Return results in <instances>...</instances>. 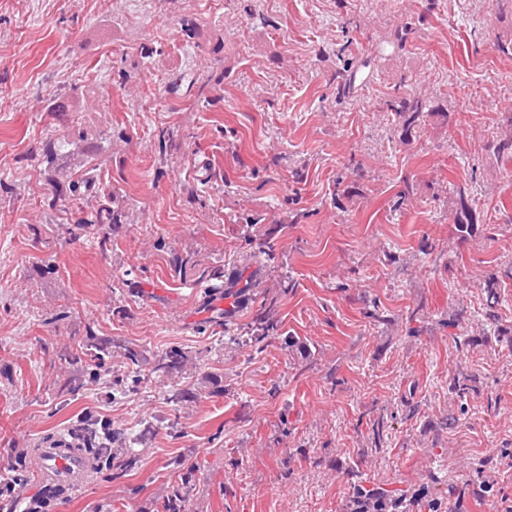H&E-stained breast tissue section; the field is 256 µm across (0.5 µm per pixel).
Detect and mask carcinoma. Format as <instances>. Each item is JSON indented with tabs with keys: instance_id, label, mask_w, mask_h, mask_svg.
<instances>
[{
	"instance_id": "carcinoma-1",
	"label": "carcinoma",
	"mask_w": 512,
	"mask_h": 512,
	"mask_svg": "<svg viewBox=\"0 0 512 512\" xmlns=\"http://www.w3.org/2000/svg\"><path fill=\"white\" fill-rule=\"evenodd\" d=\"M440 0H425L424 10L416 17L396 26L390 33L389 39L382 42L374 52L355 57H345L347 45L341 44L333 54L340 61V66L332 76L335 85V101L338 104L351 105L359 101V92L373 77L376 57L380 54L391 56L401 55L413 39L420 26L427 21L429 15L435 13ZM224 73H210L206 76H194L178 73L170 86L179 88L183 83L198 88L201 103L208 104L213 99L211 90L221 85ZM386 110L394 115V122L400 128V136L410 139L420 135L424 117L429 112H442L444 108L435 103L429 96L420 91H407L405 79H400L394 85V94L386 102ZM494 152L507 159H512V115L504 119V126L492 144ZM64 155L58 148L46 154L47 163L51 164V182L53 193L43 198V206L47 215H52L60 207V202L67 198L78 204L85 203L86 208H78L72 214V223L62 225L64 233L77 237L91 232L98 249L105 253L112 249V235L124 224L133 220L131 212L119 206L117 190L101 182V173L107 166L105 159L98 153V147L89 143L82 147L81 156L65 164L58 163V157ZM458 202L453 223L456 231L465 233L470 224L474 223L472 206L464 192L457 193ZM512 279V266L503 272H493L486 279V288L489 297L498 301V288L502 278ZM255 323L259 325L261 334L254 337L257 343L262 342L267 333L277 329L276 324L270 322L267 309L262 308L255 316ZM113 340L110 336H99L91 329H86L83 335L74 344H64L56 352L54 366L58 370L72 374L73 380L87 379L94 384L99 380L112 381V365L108 359L112 357ZM124 355L131 364L137 367L150 365L148 372L151 375L169 376L182 370L186 363L185 353L176 348L165 351L157 356L154 362H149L143 353L131 347H123ZM469 377L457 374L448 381V394L457 398L464 397L469 390ZM76 439L97 450L100 457H107V443L118 446L121 455L118 461L112 462V467L124 470L133 466L137 453L132 448H125L123 434L112 428V425L95 416L81 418L73 427ZM357 512H390L400 508L402 512H412V509H426L428 512H438L441 503L435 498L425 502L423 498L408 494L402 490L398 493L388 492L380 487L367 488L360 484L354 486ZM193 484L181 482L172 485L162 499L161 512H188V506L193 496ZM483 492L481 484L474 481L458 483L452 488V498L456 508H461L470 497Z\"/></svg>"
}]
</instances>
